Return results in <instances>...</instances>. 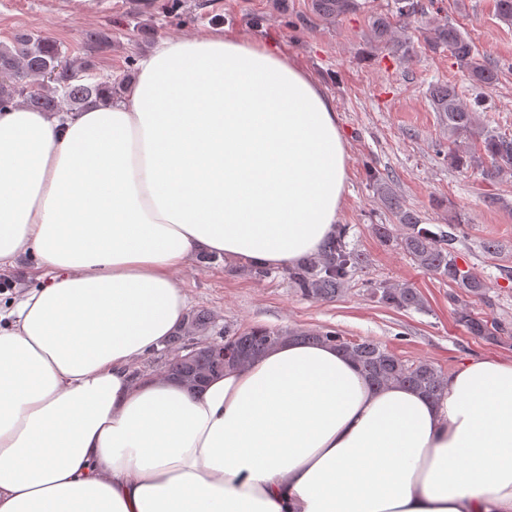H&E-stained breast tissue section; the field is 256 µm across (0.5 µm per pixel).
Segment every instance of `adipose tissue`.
<instances>
[{"instance_id": "obj_1", "label": "adipose tissue", "mask_w": 512, "mask_h": 512, "mask_svg": "<svg viewBox=\"0 0 512 512\" xmlns=\"http://www.w3.org/2000/svg\"><path fill=\"white\" fill-rule=\"evenodd\" d=\"M336 105L273 43L165 39L119 99L0 111V512H512V360L433 400L288 340L198 392L131 365L183 321L205 253L284 267L336 231ZM37 265L36 260L25 256L18 259L14 267L1 268L0 306L2 310H9L13 299L23 292L41 285L43 280L40 276L43 271ZM4 283H8L9 286L5 287Z\"/></svg>"}]
</instances>
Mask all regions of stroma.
<instances>
[{"label": "stroma", "instance_id": "obj_1", "mask_svg": "<svg viewBox=\"0 0 512 512\" xmlns=\"http://www.w3.org/2000/svg\"><path fill=\"white\" fill-rule=\"evenodd\" d=\"M430 15L450 21L499 70L490 89L491 110L480 123L512 135V25L500 21L495 0H434ZM368 11V10H367ZM367 11L336 23L319 20L310 0H98L83 13L69 0H0V43L17 33H47L70 57L95 60L98 80L115 81L160 40L201 36L216 30H244L274 42L305 67L336 104L347 141L349 178L340 223L349 227L350 248L367 258L346 290L330 301L302 296L284 268L258 280L246 266L223 257L195 256L174 273L192 308L211 310L219 322L240 329H333L353 341L371 339L399 357L428 360L443 372L473 357L512 359V338L498 343L472 336L459 325L448 302L456 287L418 268L397 246L381 243L374 225L393 218L366 179L369 166L385 173L393 190L432 229L460 224L457 262L484 282L490 304L475 302L488 317L512 322V174L484 180L479 170L455 169L433 151L444 132L426 97L429 84L451 82L464 101L473 90L448 53L419 52L406 61L370 51L365 44ZM89 30L112 35V46L97 50L85 41ZM494 251H487V244ZM41 270L25 256L0 269V307L38 287ZM373 282L408 283L426 300L423 312L378 303Z\"/></svg>", "mask_w": 512, "mask_h": 512}]
</instances>
